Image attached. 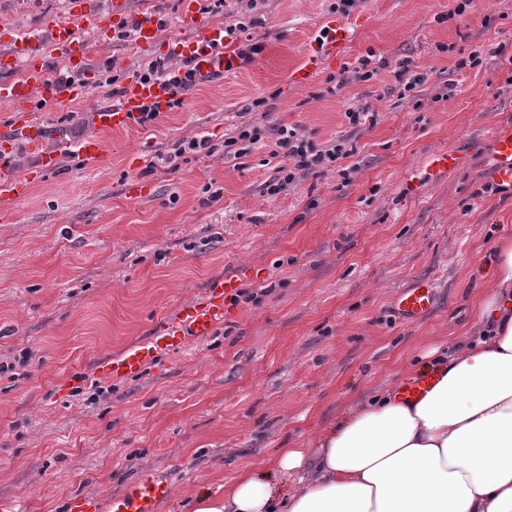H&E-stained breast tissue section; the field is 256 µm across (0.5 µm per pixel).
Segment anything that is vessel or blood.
Wrapping results in <instances>:
<instances>
[{
  "label": "vessel or blood",
  "mask_w": 512,
  "mask_h": 512,
  "mask_svg": "<svg viewBox=\"0 0 512 512\" xmlns=\"http://www.w3.org/2000/svg\"><path fill=\"white\" fill-rule=\"evenodd\" d=\"M166 20L153 0H142L131 9L129 0H115L112 16L101 20L92 9L91 0H70L64 17L52 18L41 26L23 28L14 23L0 24L7 37L0 41V105L9 109L10 117L0 124V213L9 212L26 198L33 184L53 173L61 152L49 148L50 140L61 138L62 132L50 125L43 108L62 101L84 97L88 87L83 83L51 81L45 66L46 57L63 62L69 73L83 70L85 56L77 48L79 33L94 26L97 37L105 42L119 32L129 33L132 46L146 49L156 44ZM177 25L183 36L167 42L166 56L189 61L197 80L211 82L236 73L241 60L233 48L224 44V30L207 23L201 0H180ZM321 41L315 50L306 51L304 60L295 68L290 80L307 85L324 64L342 58L355 31L350 23L337 15L327 16L321 24ZM176 88L161 80L127 79L117 101L98 105L92 122L97 135L68 143L66 153L85 163L104 156L109 149V134L124 132L136 126L143 106H154L158 112L169 111L178 100ZM492 141V177L501 184L512 185V124L496 127ZM471 148L469 141H458L454 147L435 153L430 167L436 175L447 174ZM36 160L33 169L16 173L13 165L18 152ZM238 288L234 277L213 279L202 295L181 304L173 315L149 336L122 350L100 358L97 371L110 379L123 380L139 376L160 353L186 348L192 341L211 336L223 323L227 306ZM436 304V288L422 280L401 292L394 309L408 322L425 319ZM171 494L170 483L155 471L144 470L120 495L107 504L92 496H73L67 500L68 512H157L160 503Z\"/></svg>",
  "instance_id": "b4317fda"
}]
</instances>
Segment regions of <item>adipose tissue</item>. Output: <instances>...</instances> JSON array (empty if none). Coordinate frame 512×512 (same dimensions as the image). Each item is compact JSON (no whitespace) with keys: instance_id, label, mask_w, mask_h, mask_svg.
Segmentation results:
<instances>
[{"instance_id":"adipose-tissue-1","label":"adipose tissue","mask_w":512,"mask_h":512,"mask_svg":"<svg viewBox=\"0 0 512 512\" xmlns=\"http://www.w3.org/2000/svg\"><path fill=\"white\" fill-rule=\"evenodd\" d=\"M465 333L429 364L424 397L383 391L315 447L279 449L273 471L246 468L199 494L194 512H512V242L498 245Z\"/></svg>"}]
</instances>
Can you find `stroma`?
Here are the masks:
<instances>
[{"mask_svg": "<svg viewBox=\"0 0 512 512\" xmlns=\"http://www.w3.org/2000/svg\"><path fill=\"white\" fill-rule=\"evenodd\" d=\"M66 2L0 0V16L34 27L64 16ZM335 4L264 0L251 11L229 0L205 12L245 23L262 52L148 127L111 136L102 161L63 156L0 217V363L13 367L0 376V497L19 512H66L79 493L108 500L146 469L172 486L157 512H189L192 495L272 464L278 449L314 447L408 365L452 348L474 296L492 287L495 245L512 239V187L490 191L488 169L492 129L512 122V0H357L347 55L294 85L291 70ZM79 39L89 93L48 115L72 140L95 134L97 104L153 59L92 30ZM475 49L483 65L455 70L459 52ZM366 56L376 78L330 90L329 76ZM403 61L426 78L414 100L399 93ZM258 98L267 106L252 120L320 147L345 140L351 155L266 194L280 164L269 148L224 156L242 106ZM356 107L376 122L349 125ZM199 135L213 153L176 155ZM460 139L476 151L433 179L428 157ZM134 180L142 198L127 193ZM227 275L240 295L212 336L160 354L137 378L99 376L100 357ZM420 280L435 284L438 305L404 321L393 301Z\"/></svg>", "mask_w": 512, "mask_h": 512, "instance_id": "obj_1", "label": "stroma"}]
</instances>
